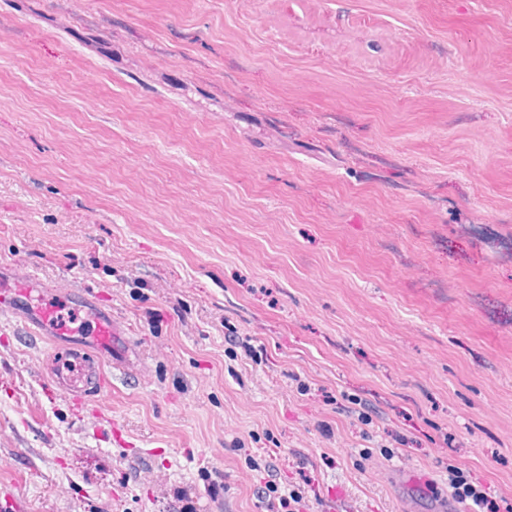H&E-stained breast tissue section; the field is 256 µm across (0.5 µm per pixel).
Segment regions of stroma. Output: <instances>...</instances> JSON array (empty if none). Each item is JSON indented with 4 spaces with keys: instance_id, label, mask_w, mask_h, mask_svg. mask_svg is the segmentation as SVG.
<instances>
[{
    "instance_id": "35a3bbf8",
    "label": "stroma",
    "mask_w": 512,
    "mask_h": 512,
    "mask_svg": "<svg viewBox=\"0 0 512 512\" xmlns=\"http://www.w3.org/2000/svg\"><path fill=\"white\" fill-rule=\"evenodd\" d=\"M1 265L137 353L0 315L28 512H507L512 0H0ZM65 309L73 321L61 317ZM0 311L13 315L28 334L52 342L54 351L44 372L55 391L77 405L97 403L112 391V369L124 363L126 354L118 346L119 327L112 312L95 295L84 292L77 304L64 301L61 307L46 298L38 276L14 282L2 269ZM453 489L456 496L464 500L471 499L475 512H499L497 501L487 493L479 490L474 482L463 474L457 473L453 477Z\"/></svg>"
}]
</instances>
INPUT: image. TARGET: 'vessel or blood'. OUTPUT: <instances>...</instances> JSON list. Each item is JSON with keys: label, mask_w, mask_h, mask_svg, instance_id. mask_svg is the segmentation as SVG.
<instances>
[{"label": "vessel or blood", "mask_w": 512, "mask_h": 512, "mask_svg": "<svg viewBox=\"0 0 512 512\" xmlns=\"http://www.w3.org/2000/svg\"><path fill=\"white\" fill-rule=\"evenodd\" d=\"M0 311L13 315L28 334L52 342L44 372L55 391L79 405L97 403L111 391L112 370L123 362L120 333L95 295L82 293L78 303L63 307L46 298L39 277L14 281L0 270ZM0 512H27L13 480H0Z\"/></svg>", "instance_id": "vessel-or-blood-1"}]
</instances>
